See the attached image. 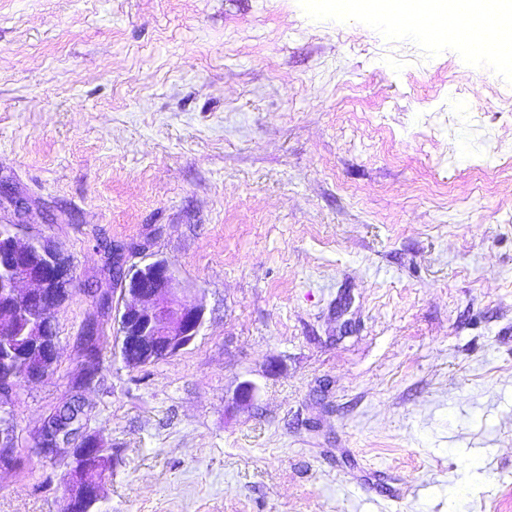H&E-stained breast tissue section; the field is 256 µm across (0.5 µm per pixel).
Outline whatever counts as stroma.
<instances>
[{
  "instance_id": "stroma-1",
  "label": "stroma",
  "mask_w": 512,
  "mask_h": 512,
  "mask_svg": "<svg viewBox=\"0 0 512 512\" xmlns=\"http://www.w3.org/2000/svg\"><path fill=\"white\" fill-rule=\"evenodd\" d=\"M334 2L0 0V224L76 277L0 512H61L76 393L104 512H512V59ZM112 244L202 304L176 355L122 362ZM50 418L44 423L37 433L35 450L42 458L49 460L68 459L79 447L88 434H85V426L71 437L69 444L57 445L52 429L49 425Z\"/></svg>"
}]
</instances>
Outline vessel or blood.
<instances>
[{
    "label": "vessel or blood",
    "instance_id": "b4317fda",
    "mask_svg": "<svg viewBox=\"0 0 512 512\" xmlns=\"http://www.w3.org/2000/svg\"><path fill=\"white\" fill-rule=\"evenodd\" d=\"M391 9L395 23L418 33L431 42L456 40L465 43L491 41L497 37L493 16L463 10L456 14L436 18L432 0H417L408 6L406 0H393Z\"/></svg>",
    "mask_w": 512,
    "mask_h": 512
}]
</instances>
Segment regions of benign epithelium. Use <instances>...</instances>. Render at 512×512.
Listing matches in <instances>:
<instances>
[{
  "label": "benign epithelium",
  "mask_w": 512,
  "mask_h": 512,
  "mask_svg": "<svg viewBox=\"0 0 512 512\" xmlns=\"http://www.w3.org/2000/svg\"><path fill=\"white\" fill-rule=\"evenodd\" d=\"M0 336L14 334L23 317L35 320L50 318L59 306L55 285L67 282L75 285L73 266L52 249L44 248L37 240L19 241L12 232V225L0 224ZM127 266L123 247L112 246V283L121 288L130 300L119 315L121 357L137 352L160 351L169 356L188 346L197 336L204 311L202 305L188 297L189 289L182 287L175 270L165 260H158L138 274ZM39 337L41 357L46 367L30 370L29 377L41 378L56 363L58 352L47 344L40 329L31 332ZM81 429L65 445L55 443L49 423H44L37 433L36 452L49 460L67 459L85 438ZM12 429L0 427V464L14 461ZM68 495L65 507L70 512H80L86 502H99L103 498L102 486L78 469L68 474Z\"/></svg>",
  "instance_id": "1"
}]
</instances>
